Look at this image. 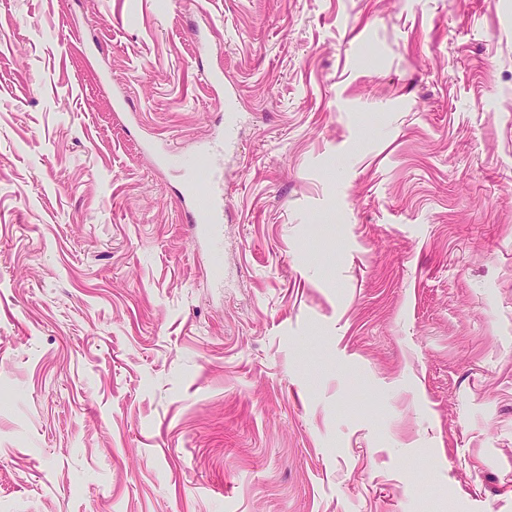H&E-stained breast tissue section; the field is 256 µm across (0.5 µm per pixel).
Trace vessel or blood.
<instances>
[{
  "instance_id": "obj_1",
  "label": "vessel or blood",
  "mask_w": 512,
  "mask_h": 512,
  "mask_svg": "<svg viewBox=\"0 0 512 512\" xmlns=\"http://www.w3.org/2000/svg\"><path fill=\"white\" fill-rule=\"evenodd\" d=\"M213 148H206L195 158H185L167 148L159 153L162 164L180 172L187 190L180 206L194 231L198 245L216 251L224 222V169L213 158Z\"/></svg>"
}]
</instances>
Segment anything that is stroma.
<instances>
[{
  "label": "stroma",
  "instance_id": "stroma-1",
  "mask_svg": "<svg viewBox=\"0 0 512 512\" xmlns=\"http://www.w3.org/2000/svg\"><path fill=\"white\" fill-rule=\"evenodd\" d=\"M0 512H512V0H0ZM213 148L207 147L196 158H185L165 148L159 157L162 164L180 172L186 182L180 207L198 245L217 254V239L224 223V168L214 162Z\"/></svg>",
  "mask_w": 512,
  "mask_h": 512
}]
</instances>
